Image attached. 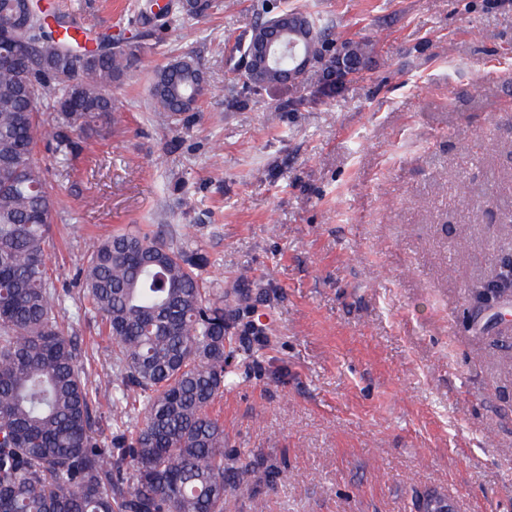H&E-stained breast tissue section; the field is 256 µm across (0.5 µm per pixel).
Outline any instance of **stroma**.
<instances>
[{
	"label": "stroma",
	"mask_w": 512,
	"mask_h": 512,
	"mask_svg": "<svg viewBox=\"0 0 512 512\" xmlns=\"http://www.w3.org/2000/svg\"><path fill=\"white\" fill-rule=\"evenodd\" d=\"M53 2L143 59L112 88L115 127L75 156L36 149L104 436L112 339L78 272L92 240L161 228L194 237L208 286L241 291L265 336L210 408L226 453L257 465L225 512H512V321L470 299L512 257V0H220L188 27L141 25L134 0ZM285 8L321 19L326 55L253 86L238 43ZM363 38L365 68L329 82ZM189 52L208 92L172 127L153 70Z\"/></svg>",
	"instance_id": "1"
}]
</instances>
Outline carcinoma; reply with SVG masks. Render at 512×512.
I'll use <instances>...</instances> for the list:
<instances>
[{
	"mask_svg": "<svg viewBox=\"0 0 512 512\" xmlns=\"http://www.w3.org/2000/svg\"><path fill=\"white\" fill-rule=\"evenodd\" d=\"M140 0L137 16L185 22L205 16L194 0L160 14ZM0 42V512H224L250 494L255 471L224 454V422L208 407L235 385L227 348L249 352L240 294L204 287L208 259L192 240L116 233L94 240L81 288L112 337L116 435L101 446L93 416L100 385L65 330L46 252L55 198L34 158L44 140L68 155L72 134L119 122L109 88L141 63L131 44L92 34L52 5ZM200 63L185 54L154 70V109L170 124L206 95ZM56 112L39 121L37 103ZM141 413L132 416L136 407Z\"/></svg>",
	"mask_w": 512,
	"mask_h": 512,
	"instance_id": "cac0c4a2",
	"label": "carcinoma"
}]
</instances>
